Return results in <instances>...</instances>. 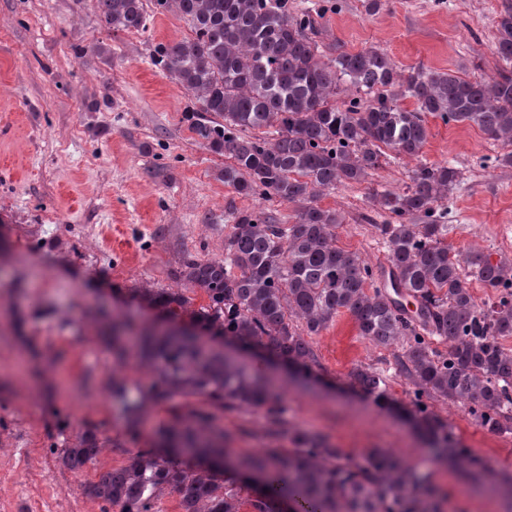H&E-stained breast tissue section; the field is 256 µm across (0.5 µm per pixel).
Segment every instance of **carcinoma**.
I'll list each match as a JSON object with an SVG mask.
<instances>
[{"mask_svg":"<svg viewBox=\"0 0 512 512\" xmlns=\"http://www.w3.org/2000/svg\"><path fill=\"white\" fill-rule=\"evenodd\" d=\"M114 32L143 31V0H95ZM155 12L185 19L191 35L159 43L152 63L188 91L194 102L185 118L213 152L231 159L224 185L244 197L298 206L296 222L282 224L264 210L231 211L232 231L224 258L183 259L173 290L144 282L134 296L170 314L188 310V292L204 291L209 304L190 311L194 324L244 347L267 350L291 367L312 373L305 336L326 329L345 312L359 335L380 347L402 348L398 370L414 385L412 416L433 447L466 468L479 465L473 452L423 401L443 398L469 406L484 429L498 432L512 420V262L490 255L452 253L444 244L448 225L439 205L458 182L449 165L422 164L404 192L381 191L375 202L391 220L379 227L388 249L393 288L417 305L411 316L403 304L375 284L372 267L336 246L342 223L334 210L317 205L320 193L346 182H361L380 166L381 148L417 156L429 137L426 116L444 123L469 122L507 152L512 166V72L465 79L429 67L405 71L384 51L363 47L328 56L313 39L315 18L332 10L327 0L314 12L294 14L288 0H154ZM494 50L512 65V10L494 20ZM410 97L415 108L401 106ZM208 112L219 117L204 118ZM489 290L480 305L471 281ZM123 328L112 324V357L125 361ZM448 343L443 352L436 343ZM134 354L158 374L142 398L125 402L124 381L112 379V397L125 403L131 421L145 408L180 399L215 409L247 406L278 416V396L267 383L235 361L197 341L193 333H138ZM355 384L377 401L388 400L386 377L370 368L352 373ZM210 412H192L182 428L159 430L161 445L177 439L206 461L185 468L155 448L99 475L85 494L99 512H152L164 487L179 497L181 512H240L237 491L219 477L229 449L212 426ZM293 448L237 458L234 468L249 479L263 476L255 512H441L434 486L420 479L398 455L374 450L353 467L336 463L337 449L296 431ZM105 448L88 430L65 451L63 464L81 469Z\"/></svg>","mask_w":512,"mask_h":512,"instance_id":"cac0c4a2","label":"carcinoma"}]
</instances>
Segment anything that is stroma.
I'll list each match as a JSON object with an SVG mask.
<instances>
[{"mask_svg":"<svg viewBox=\"0 0 512 512\" xmlns=\"http://www.w3.org/2000/svg\"><path fill=\"white\" fill-rule=\"evenodd\" d=\"M512 0H388L366 15L362 0H342L320 19L317 39L346 51L376 46L403 69L424 65L466 79L497 76L493 20ZM178 16L151 15L140 32H112L94 0H0V512H99L84 485L150 448L171 403L149 406L130 426L112 397V378L134 400L153 376L137 360L112 361L101 316L133 328L184 327L190 317L159 316L132 294L142 282L179 285L185 255L224 256L229 207L269 209L295 221V205L243 198L222 179L226 158L210 151L184 118L190 96L151 62L154 46L189 36ZM82 55H75V48ZM429 138L416 157L387 154L366 181L324 192L320 206L343 218L339 247L374 270L390 264L377 225L387 216L376 193L404 191L420 164H452L458 185L442 200L448 245L492 260L512 259V167L498 164L501 146L477 126L428 118ZM242 367L270 379L282 397L278 422L265 409L216 412L232 455L291 447L297 430L317 434L354 465L374 448L408 464L423 463L430 482L468 512H507L493 480L473 476L431 448L406 417L409 381L395 375L398 350L358 335L339 314L311 337L316 375L304 379L258 352L206 337ZM360 366L390 371L394 406L357 396L350 373ZM430 409L460 443L498 472L512 474V430L477 426L466 406L434 401ZM91 430L108 440L79 470L61 458Z\"/></svg>","mask_w":512,"mask_h":512,"instance_id":"stroma-1","label":"stroma"}]
</instances>
